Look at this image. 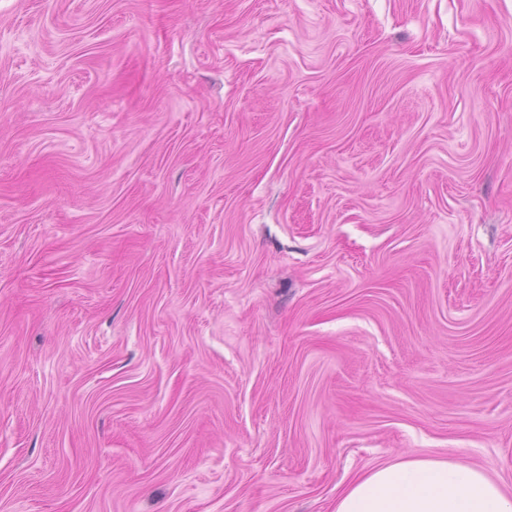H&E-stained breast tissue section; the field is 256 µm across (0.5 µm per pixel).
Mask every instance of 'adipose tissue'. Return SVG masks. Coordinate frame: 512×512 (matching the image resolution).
I'll list each match as a JSON object with an SVG mask.
<instances>
[{"mask_svg": "<svg viewBox=\"0 0 512 512\" xmlns=\"http://www.w3.org/2000/svg\"><path fill=\"white\" fill-rule=\"evenodd\" d=\"M333 512H512V494L453 455L407 454L357 474Z\"/></svg>", "mask_w": 512, "mask_h": 512, "instance_id": "1", "label": "adipose tissue"}]
</instances>
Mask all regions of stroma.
<instances>
[{
	"label": "stroma",
	"instance_id": "obj_1",
	"mask_svg": "<svg viewBox=\"0 0 512 512\" xmlns=\"http://www.w3.org/2000/svg\"><path fill=\"white\" fill-rule=\"evenodd\" d=\"M512 492V0H0V512ZM333 512H512V494L451 454H407L357 474Z\"/></svg>",
	"mask_w": 512,
	"mask_h": 512
}]
</instances>
